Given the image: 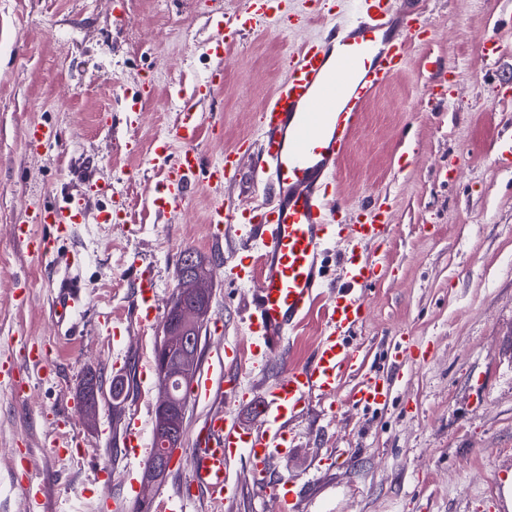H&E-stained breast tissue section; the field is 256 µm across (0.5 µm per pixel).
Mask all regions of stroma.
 <instances>
[{
	"mask_svg": "<svg viewBox=\"0 0 512 512\" xmlns=\"http://www.w3.org/2000/svg\"><path fill=\"white\" fill-rule=\"evenodd\" d=\"M428 37L413 44L405 70L365 109L338 170L351 205L378 199L393 216L376 246L379 273L365 323L353 335L365 372L391 370L395 336L431 344L427 362L406 367L386 406L351 409L311 396L290 421L296 442L265 471L232 463L226 502L203 494L187 512H280L279 478L294 481V512H512L503 483L512 475V0H415ZM248 0H0V512H119L143 498L183 491L191 447L212 402L189 401L178 456L165 483L130 482L122 447L130 417L153 426L160 394L152 369L161 325L133 315L134 270H150L167 311L180 253L214 261L211 322L201 336V373L219 378L225 346L246 347L248 289L224 282L245 238L210 237L213 192L197 186L189 207L156 213L146 198L164 177L156 140L172 151L182 93L210 71L223 73L216 98L199 102L218 129L203 128L208 161L241 140H256L254 116L284 74L297 44L321 22L281 29L268 20L245 32L237 50L215 56L216 22L243 16ZM498 51L484 57L481 47ZM438 68H427V60ZM436 82L446 99L430 97ZM151 90L140 112L127 97ZM57 139L29 147V123ZM417 146L402 156L401 144ZM80 203L85 218L61 241L74 253L85 301L57 322L58 278L14 236L38 206ZM119 219L98 221L103 210ZM315 306L284 349L242 379L248 402L235 406L247 427L264 424L253 395L287 364L308 362L323 330ZM47 347L41 368L18 363L24 342ZM150 367L120 416L100 400L86 413L78 393L87 372L102 381ZM67 435L71 445L51 442Z\"/></svg>",
	"mask_w": 512,
	"mask_h": 512,
	"instance_id": "obj_1",
	"label": "stroma"
}]
</instances>
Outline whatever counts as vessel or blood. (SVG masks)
Wrapping results in <instances>:
<instances>
[{
	"label": "vessel or blood",
	"instance_id": "obj_1",
	"mask_svg": "<svg viewBox=\"0 0 512 512\" xmlns=\"http://www.w3.org/2000/svg\"><path fill=\"white\" fill-rule=\"evenodd\" d=\"M352 17L335 22L327 0H318L314 13L300 17L301 24L319 19L323 35L310 39L285 61L286 75L268 93L257 124L259 145L244 141L225 148L220 161L207 162L196 142L206 113L186 97L176 136L184 147L171 152L159 141L155 153L165 163L164 178L150 205L166 212L188 205L190 187L203 183L215 199L206 222L210 235L223 240L226 231L244 224L249 242L237 259L225 266L226 279L247 283L259 276L261 285L247 299L245 330L252 361H264L283 348L285 338L307 318L319 299H327L325 328L312 359L284 367L260 392L259 410L268 428L255 432L237 418L234 407L242 390L239 378L213 380L205 376L195 394L223 400V409L205 421L192 450V484L203 489L213 503L226 500L230 490L228 464L246 458L261 464L286 455L295 441L288 420L313 394L334 395L345 377L358 380L345 403L355 408L388 403L395 383L391 377L360 376L363 359L352 343L353 332L366 317V294L377 280L378 263L372 244L384 242L392 229L391 211L383 203L350 207L340 197L337 169L360 128L366 104L405 64L409 48L420 42L425 30L406 0H352ZM281 0H251L248 16L224 22V29L246 30L269 19H281ZM251 153V174L268 200L250 212L240 211L224 199V186L238 175V159ZM354 212L349 224L350 247L341 259L342 283L330 291L327 253L338 230L337 222ZM78 207L61 206L32 213L15 225L14 234L33 254L58 268H72L74 257L56 249L57 238L69 225L81 221ZM43 224L47 234L34 236L31 225ZM156 284L147 271L136 281V306L142 321L156 319ZM84 297L79 279L64 277L54 304L60 314L78 307ZM122 444L135 457L145 446L143 426L130 418Z\"/></svg>",
	"mask_w": 512,
	"mask_h": 512
}]
</instances>
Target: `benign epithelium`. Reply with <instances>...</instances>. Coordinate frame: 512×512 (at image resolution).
I'll return each mask as SVG.
<instances>
[{
	"label": "benign epithelium",
	"mask_w": 512,
	"mask_h": 512,
	"mask_svg": "<svg viewBox=\"0 0 512 512\" xmlns=\"http://www.w3.org/2000/svg\"><path fill=\"white\" fill-rule=\"evenodd\" d=\"M179 296L171 302L163 323V336L155 348L156 374L162 387V395L155 412L160 428L153 434L155 452L142 473L147 487L158 485L168 472V451L178 447L185 430V405L180 397L171 392L175 378L190 380L195 374L200 337L198 326L205 321L212 301L209 288L210 275H201L195 255L184 258L177 272ZM89 392L85 410L91 412L98 405L101 382L90 372L84 379Z\"/></svg>",
	"instance_id": "7a95c632"
}]
</instances>
